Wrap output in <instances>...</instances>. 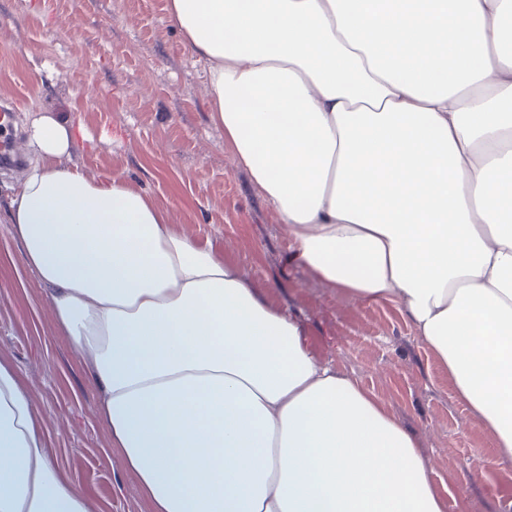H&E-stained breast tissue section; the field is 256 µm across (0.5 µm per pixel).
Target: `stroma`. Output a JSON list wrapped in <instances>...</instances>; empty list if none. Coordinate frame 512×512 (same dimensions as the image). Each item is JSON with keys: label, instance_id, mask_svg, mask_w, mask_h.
I'll use <instances>...</instances> for the list:
<instances>
[{"label": "stroma", "instance_id": "35a3bbf8", "mask_svg": "<svg viewBox=\"0 0 512 512\" xmlns=\"http://www.w3.org/2000/svg\"><path fill=\"white\" fill-rule=\"evenodd\" d=\"M167 3L0 0V102L17 105L22 125L41 112L72 123L75 145L62 165L125 180L173 230L295 314L317 359L375 393L414 433L446 512H512V466L494 465L491 435L398 308L346 296L292 261L286 226L211 119L207 64L184 45ZM0 356L20 374L51 454L92 512H152L1 212Z\"/></svg>", "mask_w": 512, "mask_h": 512}]
</instances>
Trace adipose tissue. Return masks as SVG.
<instances>
[{
	"label": "adipose tissue",
	"mask_w": 512,
	"mask_h": 512,
	"mask_svg": "<svg viewBox=\"0 0 512 512\" xmlns=\"http://www.w3.org/2000/svg\"><path fill=\"white\" fill-rule=\"evenodd\" d=\"M213 118L343 294L397 304L512 464V0H168ZM6 220L153 512H445L412 432L122 180L26 129ZM0 512H91L0 359Z\"/></svg>",
	"instance_id": "obj_1"
}]
</instances>
